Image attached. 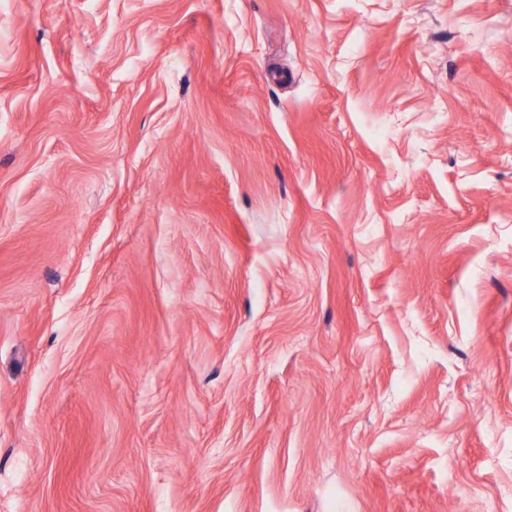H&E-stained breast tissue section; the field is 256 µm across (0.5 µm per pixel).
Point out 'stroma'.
I'll list each match as a JSON object with an SVG mask.
<instances>
[{"instance_id":"stroma-1","label":"stroma","mask_w":512,"mask_h":512,"mask_svg":"<svg viewBox=\"0 0 512 512\" xmlns=\"http://www.w3.org/2000/svg\"><path fill=\"white\" fill-rule=\"evenodd\" d=\"M0 512H512V0H0Z\"/></svg>"}]
</instances>
